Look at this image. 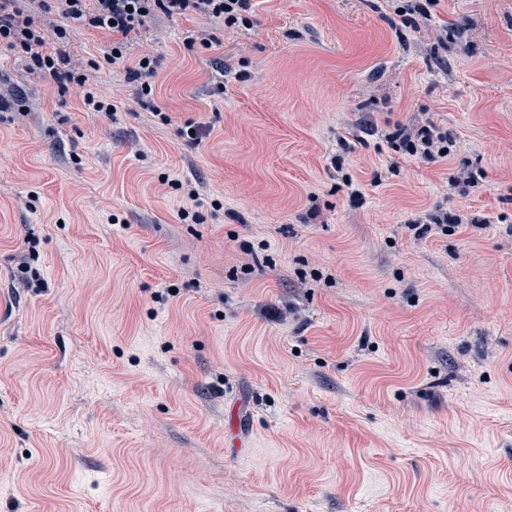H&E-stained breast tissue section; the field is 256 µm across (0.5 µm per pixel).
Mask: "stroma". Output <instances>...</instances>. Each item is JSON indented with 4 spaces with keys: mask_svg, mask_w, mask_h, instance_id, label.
Returning a JSON list of instances; mask_svg holds the SVG:
<instances>
[{
    "mask_svg": "<svg viewBox=\"0 0 512 512\" xmlns=\"http://www.w3.org/2000/svg\"><path fill=\"white\" fill-rule=\"evenodd\" d=\"M418 2L158 16L166 125L100 29L114 121L0 54V512H512V0ZM390 143L392 150L404 158L422 156L432 162L447 160L454 146L448 132H440L433 125H422L411 134L398 129ZM429 223L430 224H411L410 229L413 231L414 236L418 238L426 236L434 229L448 236V234H455L460 226L464 224L462 217L452 212L432 215Z\"/></svg>",
    "mask_w": 512,
    "mask_h": 512,
    "instance_id": "1",
    "label": "stroma"
}]
</instances>
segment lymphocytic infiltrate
Instances as JSON below:
<instances>
[{"mask_svg":"<svg viewBox=\"0 0 512 512\" xmlns=\"http://www.w3.org/2000/svg\"><path fill=\"white\" fill-rule=\"evenodd\" d=\"M42 7L57 10L63 18L62 25L53 30L56 47L44 51L45 34L34 17L21 8L20 0H0V53L23 52L29 68L40 71L60 84L85 87V107L93 112H103L114 117L120 109L117 101L100 96L88 86V75L70 64L67 51L73 27L90 26L111 33L112 62H127L128 78L139 82L141 105L162 115L153 97V83L157 75V61L127 59V39L155 16L164 14H197L223 20L225 26L249 25L253 22V0H39ZM390 143L394 152L402 157L421 156L437 162L448 158L453 141L447 133L431 125L420 126L414 133L399 130L392 134Z\"/></svg>","mask_w":512,"mask_h":512,"instance_id":"f902f5d3","label":"lymphocytic infiltrate"}]
</instances>
